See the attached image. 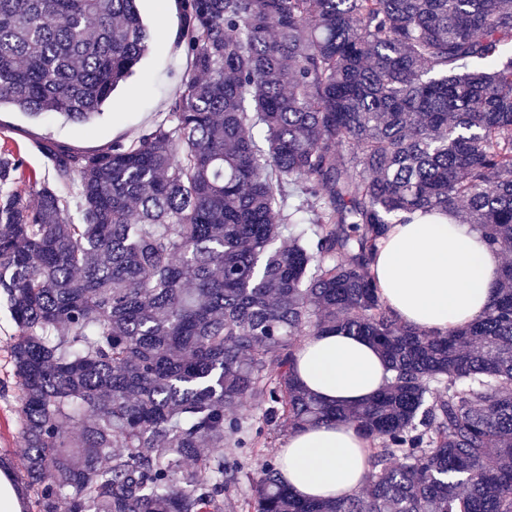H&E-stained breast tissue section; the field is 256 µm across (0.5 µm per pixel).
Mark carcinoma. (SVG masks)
Returning <instances> with one entry per match:
<instances>
[{
	"mask_svg": "<svg viewBox=\"0 0 512 512\" xmlns=\"http://www.w3.org/2000/svg\"><path fill=\"white\" fill-rule=\"evenodd\" d=\"M177 2L173 124L42 141L34 206L0 153L23 512H224L258 439L331 422L370 440L368 491L303 502L268 460L244 512H512V264L445 334L371 274L415 214L512 253V0ZM152 39L136 0H0V109L88 125ZM330 330L385 357L370 401L295 383L292 337Z\"/></svg>",
	"mask_w": 512,
	"mask_h": 512,
	"instance_id": "cac0c4a2",
	"label": "carcinoma"
}]
</instances>
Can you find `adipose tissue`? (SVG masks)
Segmentation results:
<instances>
[{"label": "adipose tissue", "mask_w": 512, "mask_h": 512, "mask_svg": "<svg viewBox=\"0 0 512 512\" xmlns=\"http://www.w3.org/2000/svg\"><path fill=\"white\" fill-rule=\"evenodd\" d=\"M499 271V254L482 234L449 217L392 225L371 266L390 310L432 333L467 327L482 315L495 296ZM295 358L296 383L327 405L364 403L389 377L371 342L341 330L306 337ZM369 446L345 422L290 431L277 454L280 478L303 498L351 497L368 480Z\"/></svg>", "instance_id": "1"}]
</instances>
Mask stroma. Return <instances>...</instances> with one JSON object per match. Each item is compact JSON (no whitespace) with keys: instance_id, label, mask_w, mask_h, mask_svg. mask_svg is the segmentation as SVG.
<instances>
[{"instance_id":"1","label":"stroma","mask_w":512,"mask_h":512,"mask_svg":"<svg viewBox=\"0 0 512 512\" xmlns=\"http://www.w3.org/2000/svg\"><path fill=\"white\" fill-rule=\"evenodd\" d=\"M143 22L155 33L148 53L135 72L114 91L91 126L63 116L32 117L5 108L0 110V151L20 152L26 170L47 177L51 168L36 143L51 138L78 150L105 147L113 141L137 138L146 129L169 120L170 104L180 93L181 77L189 61L176 47L181 26L176 0H138ZM15 327L0 304V457L7 460L15 481L23 479L25 448L20 436L19 391L8 363Z\"/></svg>"}]
</instances>
